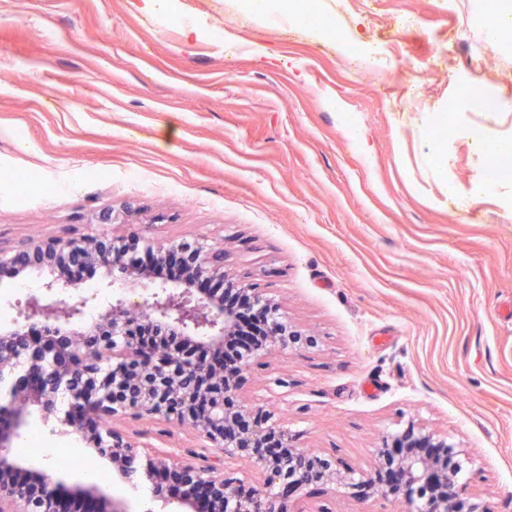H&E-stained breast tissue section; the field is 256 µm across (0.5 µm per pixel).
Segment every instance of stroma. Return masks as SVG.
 Wrapping results in <instances>:
<instances>
[{
	"mask_svg": "<svg viewBox=\"0 0 512 512\" xmlns=\"http://www.w3.org/2000/svg\"><path fill=\"white\" fill-rule=\"evenodd\" d=\"M311 6L408 75L355 83L337 42L246 16L243 0H178L165 17L139 0H0V237L223 246L226 270L306 338L245 372L240 400L359 474L408 422L447 434L475 502L512 512V189L460 204L486 141L512 139V44L488 37L485 0ZM465 78L507 111H470ZM419 93L429 109L408 111ZM31 172L58 192L26 185ZM40 283L0 277V325ZM97 465L129 512H182L154 501L144 460L128 478ZM304 501L404 512L332 485Z\"/></svg>",
	"mask_w": 512,
	"mask_h": 512,
	"instance_id": "stroma-1",
	"label": "stroma"
}]
</instances>
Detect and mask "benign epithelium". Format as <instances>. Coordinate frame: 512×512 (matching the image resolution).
<instances>
[{"label": "benign epithelium", "mask_w": 512, "mask_h": 512, "mask_svg": "<svg viewBox=\"0 0 512 512\" xmlns=\"http://www.w3.org/2000/svg\"><path fill=\"white\" fill-rule=\"evenodd\" d=\"M100 235H62L30 239L13 245L0 241V266L13 267L16 276L26 277L38 271L45 277L44 291L28 298V318L40 324V334L19 322L0 328V371H18L16 377L0 384V415L10 418L8 427L0 425V512H42L41 506L54 504L57 512H126L122 503L103 496L92 484L67 487L44 470L22 466L10 451V442L26 424L30 408L37 407L44 420L56 418L60 433L76 434L90 451L106 458L113 471L129 473L136 449L146 453L148 475L178 469L190 474L205 493H215L208 503L184 490L172 491L153 486L155 500L161 505L178 501L183 512H308L302 503L303 488L313 482L349 486L361 481L371 497L402 503L407 512H458V502L467 512H481L471 501L469 486L457 481V466L448 457H458L448 435L409 423L418 440L428 442L440 452L434 454L404 451L394 458L392 469L399 483L392 487L375 483L369 475L356 479L341 472L310 449L293 448L288 431L270 422L271 416L243 404L232 410L224 404V392L241 389L242 373L275 348H293L301 334L286 323L271 324L268 345L244 360L240 370L213 371L202 358L189 355L162 357L144 350L135 337L141 323L163 332L184 337L198 347L220 351L224 338L237 329L236 313L222 300L196 287L200 279L227 280L224 248L186 242H155L145 236L128 245L153 251L160 261L188 255L192 262L184 266L179 281L156 280L151 272L128 267L124 277L112 279L116 257L103 248ZM64 259L81 265H97L107 279L106 286L120 283L122 288L153 287L143 314L135 315L124 296L112 299L109 310L97 318L86 315L84 299L77 285L60 280L54 274L56 261ZM68 341L60 345L54 338ZM86 412L100 423L115 416L147 418L164 426L191 430L202 442L205 453L200 462L176 458L153 445L139 444L116 428H109V449L100 448L99 433H87L78 423ZM256 416V424L245 433L251 443L263 441L275 432L291 449L288 460L258 456L242 447L237 420L241 414ZM243 459L254 471L249 482L226 471V460ZM248 485L243 495L240 487Z\"/></svg>", "instance_id": "obj_1"}]
</instances>
